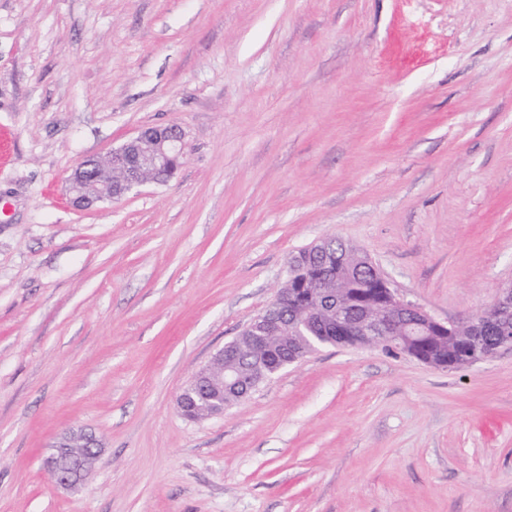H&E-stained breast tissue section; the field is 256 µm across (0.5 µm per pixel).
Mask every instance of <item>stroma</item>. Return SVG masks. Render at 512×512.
<instances>
[{
    "label": "stroma",
    "mask_w": 512,
    "mask_h": 512,
    "mask_svg": "<svg viewBox=\"0 0 512 512\" xmlns=\"http://www.w3.org/2000/svg\"><path fill=\"white\" fill-rule=\"evenodd\" d=\"M174 126L173 178H67ZM337 238L441 321L512 284V0H0V512H512V349L324 346L177 397ZM93 431L84 489L47 443Z\"/></svg>",
    "instance_id": "obj_1"
}]
</instances>
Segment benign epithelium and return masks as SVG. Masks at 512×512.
Returning <instances> with one entry per match:
<instances>
[{
	"label": "benign epithelium",
	"mask_w": 512,
	"mask_h": 512,
	"mask_svg": "<svg viewBox=\"0 0 512 512\" xmlns=\"http://www.w3.org/2000/svg\"><path fill=\"white\" fill-rule=\"evenodd\" d=\"M182 133L174 127H150L104 158H86L78 163L69 178L71 203L89 210L126 197L147 183L161 184L172 177L184 157ZM308 251L323 257L319 281L321 288L332 289L335 272L348 267L354 251L335 247L330 240L308 246ZM288 284L278 289L264 313L257 316L235 339L224 345L211 361L186 384L177 398L183 416L201 420L224 415V411L246 399L260 384L272 379L300 360L285 348L272 346L274 338L288 333ZM336 335L311 333L305 340L314 351L322 345L357 340L365 348L381 346L394 334L420 339L446 336L456 322H441L412 302L397 295L387 307L384 319L365 315L346 319L337 307L330 308ZM52 452L44 459L51 483L58 489L80 490L102 453V443L92 433L68 431L50 443Z\"/></svg>",
	"instance_id": "benign-epithelium-1"
}]
</instances>
